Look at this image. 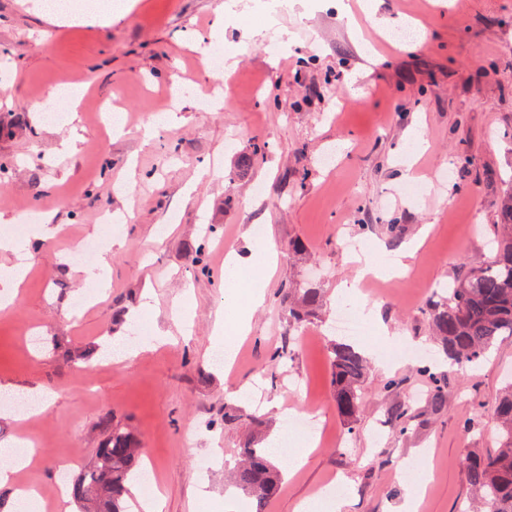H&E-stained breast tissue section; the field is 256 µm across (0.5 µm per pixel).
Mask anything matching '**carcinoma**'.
<instances>
[{
  "instance_id": "obj_1",
  "label": "carcinoma",
  "mask_w": 512,
  "mask_h": 512,
  "mask_svg": "<svg viewBox=\"0 0 512 512\" xmlns=\"http://www.w3.org/2000/svg\"><path fill=\"white\" fill-rule=\"evenodd\" d=\"M500 234L494 240L491 260L441 287L428 305V316L440 351L457 365L487 357L501 337L512 336V192L500 212ZM323 299L319 289L296 288L283 297L288 319L296 326L310 321ZM366 361L353 345L330 347V378L337 412L347 420L358 417L362 402L359 387ZM422 375L432 381L430 404L438 410L448 392L429 366ZM495 416L500 448L473 455L466 466L467 479L480 503L478 512H512V385L499 396ZM99 425L105 439L96 451L97 462L84 469L71 488L75 502L85 512H129L128 484L144 468L141 439L128 427L105 414ZM267 448H244L231 471V479L246 496L255 499L257 512L278 494L281 474Z\"/></svg>"
}]
</instances>
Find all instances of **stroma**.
Masks as SVG:
<instances>
[{
    "label": "stroma",
    "instance_id": "1",
    "mask_svg": "<svg viewBox=\"0 0 512 512\" xmlns=\"http://www.w3.org/2000/svg\"><path fill=\"white\" fill-rule=\"evenodd\" d=\"M37 2L0 0V217L22 242L0 250V267L28 269L0 310V395L50 398L33 413L0 407V442L35 447L14 486L59 512V482L94 460L110 412L139 435L155 468L139 496L163 512H255L227 480L250 444L276 448L283 475L265 512H302L337 480L338 503L314 512H470L466 461L498 446L512 336L478 366L449 365L426 307L487 264L512 190V0H293L275 19L264 0H133L108 26L58 23ZM411 26L415 40L397 39ZM217 47L229 72L207 62ZM71 85L85 91L57 103L58 119L35 111ZM165 107L173 122L146 134ZM244 152L254 163L241 175ZM343 235L379 263L422 242L404 275L358 292L377 317L355 342L369 370L352 426L329 382L338 286L358 269ZM262 237L276 268L227 369L212 358L250 297L228 288L224 253L249 258ZM96 280L102 294L85 302ZM309 285L324 306L301 330L281 299ZM139 325L155 348L105 360L102 347L131 349ZM428 362L448 388L438 411L419 374ZM407 403L401 435L391 414ZM237 408L264 426L225 424ZM291 412L325 426L294 465L305 436L286 429Z\"/></svg>",
    "mask_w": 512,
    "mask_h": 512
}]
</instances>
